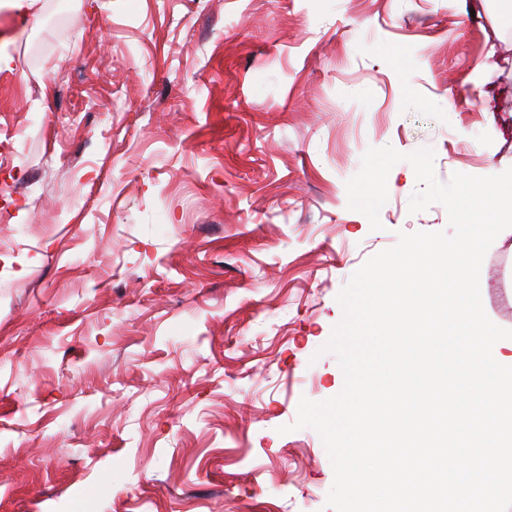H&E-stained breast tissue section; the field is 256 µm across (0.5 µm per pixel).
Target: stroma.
Here are the masks:
<instances>
[{
	"instance_id": "1",
	"label": "stroma",
	"mask_w": 512,
	"mask_h": 512,
	"mask_svg": "<svg viewBox=\"0 0 512 512\" xmlns=\"http://www.w3.org/2000/svg\"><path fill=\"white\" fill-rule=\"evenodd\" d=\"M470 2L0 0V512H333L291 425L344 387L337 297L449 228L408 163L380 231L348 180L385 146L512 167V11Z\"/></svg>"
}]
</instances>
